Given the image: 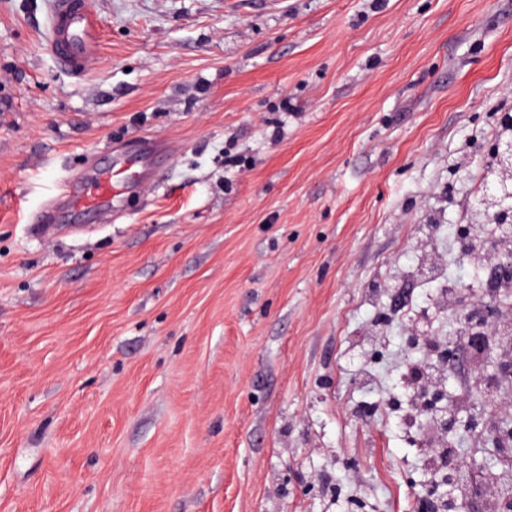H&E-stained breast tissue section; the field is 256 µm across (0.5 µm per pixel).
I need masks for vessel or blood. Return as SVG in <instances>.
<instances>
[{
  "instance_id": "1",
  "label": "vessel or blood",
  "mask_w": 512,
  "mask_h": 512,
  "mask_svg": "<svg viewBox=\"0 0 512 512\" xmlns=\"http://www.w3.org/2000/svg\"><path fill=\"white\" fill-rule=\"evenodd\" d=\"M47 45L62 71L81 76L90 69L100 49L90 0H51ZM164 149L155 138H144L139 153L113 154L108 167L95 169L83 182L58 184L57 194L77 213L120 210L128 188L156 183L151 158Z\"/></svg>"
}]
</instances>
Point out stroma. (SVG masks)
<instances>
[{"label": "stroma", "mask_w": 512, "mask_h": 512, "mask_svg": "<svg viewBox=\"0 0 512 512\" xmlns=\"http://www.w3.org/2000/svg\"><path fill=\"white\" fill-rule=\"evenodd\" d=\"M51 0H0V512H425L512 385L430 381L441 282L512 113V0H91L80 79ZM169 143L122 217L34 215L57 180ZM463 507L512 492V459ZM89 0H52L48 50L62 71L83 76L99 54V33Z\"/></svg>", "instance_id": "35a3bbf8"}]
</instances>
